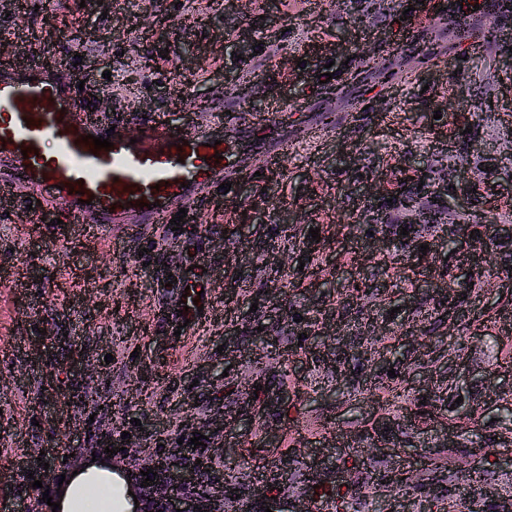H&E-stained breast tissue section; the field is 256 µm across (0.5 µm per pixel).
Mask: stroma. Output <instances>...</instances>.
I'll return each instance as SVG.
<instances>
[{
  "instance_id": "35a3bbf8",
  "label": "stroma",
  "mask_w": 512,
  "mask_h": 512,
  "mask_svg": "<svg viewBox=\"0 0 512 512\" xmlns=\"http://www.w3.org/2000/svg\"><path fill=\"white\" fill-rule=\"evenodd\" d=\"M317 0H0V40L14 64L45 53L79 58L94 85L80 93L92 111L127 119L172 106L164 90L178 72L194 68V90L207 111H235L244 122L288 101L298 117L274 128L266 143L301 138L331 114L334 129L316 148L301 147L281 177L233 183L218 199L195 206L196 222L173 233L147 224L132 235L120 228L55 224V211L28 209L24 188L16 208L0 220V269L21 274L18 288L0 287V512H52L58 477L82 471L116 426L140 419L145 454L162 451L182 463V444L205 436L211 472L232 474L234 496L223 512L277 504L291 512L300 501L335 503L336 493L315 475L341 467L365 483L364 498L346 512H381L391 492L382 472L407 462L427 463L426 451L443 442L437 421L403 425L418 398L476 393L474 379L494 373L512 385V370H497L488 353L495 336L512 332V299L501 296L512 273V171L498 149L499 128L512 123V56L478 54L447 32L435 8L452 0H333L323 13L319 41L305 20ZM411 17H404L406 9ZM431 18L417 23V15ZM209 16L206 28L132 37L121 22ZM264 21L276 38L240 30ZM418 35L433 49L418 63L400 53ZM360 41L400 88L383 85L352 43ZM248 65H240V57ZM332 71L329 83L318 80ZM363 112H355L356 102ZM495 116L478 119L486 103ZM467 121L468 134L455 133ZM430 166L434 185L419 189L420 205L476 212L499 227L497 245L479 254V275L456 308L436 307L456 287L445 274L447 224L427 228L388 204L387 193L368 197L367 185L412 176ZM489 187L459 206L462 180ZM268 208L255 211V194ZM378 217L380 237L407 229L413 249L392 269L364 252L354 228L362 211ZM47 223L34 227L36 216ZM319 229L312 238L311 229ZM293 260L281 268L272 248ZM128 266L138 287L119 276ZM200 281L215 313L197 331L184 327L181 288ZM367 282L363 299L353 282ZM328 315L321 344L305 339V321ZM388 339L397 395L380 387L378 364L363 350L370 332ZM194 358L182 366L181 354ZM348 376H336L337 360ZM472 380L449 395L461 371ZM192 403L193 430L180 426V405ZM232 419L222 425L219 413ZM237 467H228L225 452ZM41 459V488L17 462Z\"/></svg>"
}]
</instances>
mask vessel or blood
I'll return each instance as SVG.
<instances>
[{"instance_id": "vessel-or-blood-1", "label": "vessel or blood", "mask_w": 512, "mask_h": 512, "mask_svg": "<svg viewBox=\"0 0 512 512\" xmlns=\"http://www.w3.org/2000/svg\"><path fill=\"white\" fill-rule=\"evenodd\" d=\"M81 73L69 65L34 56L23 67L0 63V206L8 207L14 186H23L41 206L63 212L70 223H92L135 230L165 224L170 205L186 209L214 195L219 186L252 165L246 147L263 150L261 170L282 175L300 143L318 145L327 128L306 129L302 141L282 140L264 150L273 125L287 124L288 105L274 103L259 122L224 131L220 114L187 109L184 128L172 127L162 114L138 118L135 130L88 111L78 93ZM109 138L107 150L93 137ZM184 316L192 325L210 320L213 305L199 282H191Z\"/></svg>"}]
</instances>
